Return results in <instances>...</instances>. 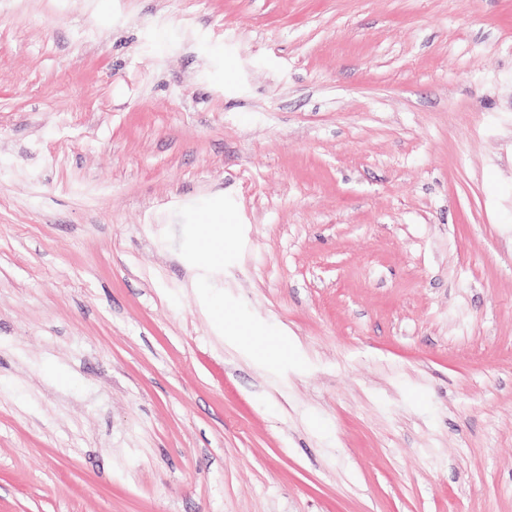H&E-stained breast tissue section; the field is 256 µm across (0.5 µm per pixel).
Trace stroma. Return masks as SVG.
<instances>
[{"mask_svg":"<svg viewBox=\"0 0 512 512\" xmlns=\"http://www.w3.org/2000/svg\"><path fill=\"white\" fill-rule=\"evenodd\" d=\"M0 512H512V0H0ZM211 231L198 241V248L212 259L219 261L224 256V226L210 224Z\"/></svg>","mask_w":512,"mask_h":512,"instance_id":"35a3bbf8","label":"stroma"}]
</instances>
